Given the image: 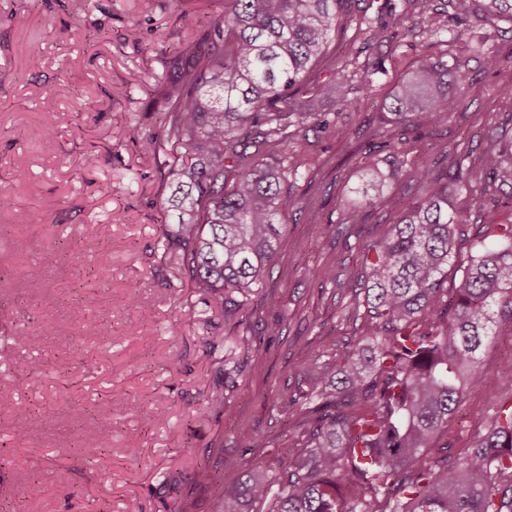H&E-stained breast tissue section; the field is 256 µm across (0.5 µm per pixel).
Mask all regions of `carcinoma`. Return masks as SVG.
I'll list each match as a JSON object with an SVG mask.
<instances>
[{"label":"carcinoma","mask_w":512,"mask_h":512,"mask_svg":"<svg viewBox=\"0 0 512 512\" xmlns=\"http://www.w3.org/2000/svg\"><path fill=\"white\" fill-rule=\"evenodd\" d=\"M437 0H405L383 27L394 36H436ZM449 34H470L467 19H512V0H450ZM352 0H220L198 42L170 60L158 141L135 125L113 134L143 153L166 157L164 176L175 185L162 211L160 242L181 249L179 273L196 292L228 314L239 297L260 288L280 257L279 219L288 168L264 160L268 145L286 143L293 125L336 136L342 130L297 100L305 74L325 60L334 34L351 23ZM457 71L444 60L423 62L394 95L389 112L399 125L433 127L459 112L462 90L448 92ZM355 73L331 69L317 93L350 108ZM401 137L383 136L372 169L376 192L368 203L391 205L385 183L402 175ZM473 192L479 205L512 198V147L491 149ZM235 184L227 188L229 176ZM414 179L419 200L390 236L364 248L351 273L365 299L363 317L374 324L363 343L342 360L303 364L308 389L297 409L302 448L269 477L249 473L224 493L222 512H512V394L488 398L487 432L463 453L437 442L466 392L483 377L481 352L500 325L512 324V224L477 217L449 202L451 183L469 181L463 163L451 181L428 171ZM474 225L472 260L458 286L441 288V275L461 228ZM343 403H337L336 382ZM86 460L114 453L112 432Z\"/></svg>","instance_id":"carcinoma-1"}]
</instances>
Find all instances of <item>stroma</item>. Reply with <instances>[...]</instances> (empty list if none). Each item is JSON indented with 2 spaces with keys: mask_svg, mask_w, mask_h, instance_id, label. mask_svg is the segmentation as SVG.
Segmentation results:
<instances>
[{
  "mask_svg": "<svg viewBox=\"0 0 512 512\" xmlns=\"http://www.w3.org/2000/svg\"><path fill=\"white\" fill-rule=\"evenodd\" d=\"M216 6L155 0L145 14L138 0H0V394L14 406L0 411V512H90L96 499L108 512L133 504L139 512H220L225 489L242 474L287 464V450L300 446L298 367L329 347L345 355L366 333L348 274L416 198L413 173L441 175L455 159L477 172L489 130L512 140L511 19H473L463 40L388 35L369 57L358 25L336 32L333 64L352 71L369 58L377 72L353 90V108L319 103L341 136L292 126L287 154L266 152L270 163L287 159L293 173L284 186L281 256L263 292L225 314L189 288L158 242L168 193L160 158L112 138L113 127L128 122L162 136L155 109L166 62L196 37L181 16L203 22ZM437 58L459 65L464 107L444 124L401 134L384 106L413 68ZM62 83L68 95L58 94ZM386 132L406 141L407 174L391 186L395 204L362 207L349 221L347 205ZM17 167L24 182L12 178ZM106 183L108 198L99 192ZM74 246L87 265L109 264L107 282L77 290ZM267 292L279 308L264 306ZM92 314L103 337L86 326ZM34 320L51 325L50 335L14 346L15 331ZM76 345L87 349L86 364L69 362ZM482 366L483 383L466 393L452 426L459 453L484 432L488 396L512 389L504 379L512 326H500ZM215 392L225 409L208 405ZM103 397L108 408L93 411ZM77 406L89 415L76 418ZM156 412L165 422L146 425ZM106 429L114 447L138 456L90 463L71 445L76 437L93 444ZM253 436L266 447H246ZM188 447L194 456H185ZM228 457L236 471H225ZM201 460L218 481L198 482ZM33 476L55 487L52 498L25 495Z\"/></svg>",
  "mask_w": 512,
  "mask_h": 512,
  "instance_id": "35a3bbf8",
  "label": "stroma"
}]
</instances>
